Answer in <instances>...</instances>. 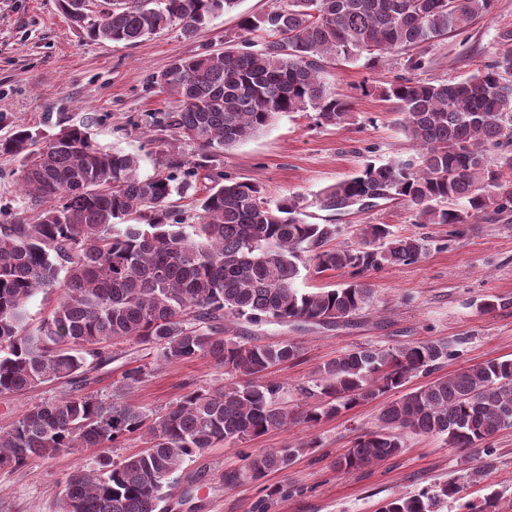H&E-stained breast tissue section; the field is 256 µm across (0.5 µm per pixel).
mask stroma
<instances>
[{
	"label": "stroma",
	"instance_id": "1",
	"mask_svg": "<svg viewBox=\"0 0 512 512\" xmlns=\"http://www.w3.org/2000/svg\"><path fill=\"white\" fill-rule=\"evenodd\" d=\"M284 2L238 0L233 11L215 15L193 38L173 27L125 45L87 39L61 12L58 0H0V137L17 125L38 128L48 137L59 124L86 120L102 150L138 155L142 176L163 172L161 146L147 137L153 115L171 110L175 102L153 84V77L175 59L236 45L241 17ZM511 23L512 0H495L491 16L425 49L424 64L416 71L409 70L402 55L378 62L328 59L327 81L351 103L347 124H317L310 111L282 113L257 136L209 161L212 173L260 181L269 201L299 195L312 222L340 225L336 244H357L361 224H386L395 235H415L427 244L417 263L367 274L374 302L351 322L334 327L227 323L228 336L254 344H299L297 360L269 372L287 389L290 410L309 409L311 402L300 395V387L319 379L324 364L361 345L447 342L454 350L443 367L447 373L494 358L512 359V209L487 208L454 235L445 224L417 223L415 207L401 199L336 213L321 210L318 200L321 190L367 163H419L421 153L403 134L397 104L385 99V88L409 74L432 83L467 78L499 52L496 32ZM19 169L18 159L0 155V206L31 220L35 213L20 190ZM492 297L507 300V307L481 312L480 303ZM143 364L149 375L124 400L149 412L167 409L188 391L210 390L229 380L210 357L159 365L130 340L113 346L111 364L98 371L85 391L109 395L126 369ZM66 391V385L51 382L20 395H0V427L12 424L33 403ZM385 403L381 397L316 423L297 422L194 455L178 471L177 486L179 491L192 486L198 493L186 502L179 491L173 494L171 512H376L389 497L461 479L470 465L465 452L439 436L409 435L399 457L349 473L336 470V456L376 423ZM494 441V469L464 493L477 499L499 491L503 512H512V428L500 431ZM300 443L310 449L287 471L272 473L261 484L246 478L225 484V473L243 470L245 454ZM99 455L96 448L63 450L18 471L0 470V512H58L66 475ZM268 484L280 486V494L267 497Z\"/></svg>",
	"mask_w": 512,
	"mask_h": 512
}]
</instances>
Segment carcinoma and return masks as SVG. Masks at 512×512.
<instances>
[{
    "mask_svg": "<svg viewBox=\"0 0 512 512\" xmlns=\"http://www.w3.org/2000/svg\"><path fill=\"white\" fill-rule=\"evenodd\" d=\"M237 0H110L92 15L86 0H60L68 19L94 41L134 44L172 26L193 37ZM494 0H288L242 19L241 47L180 58L159 84L176 102L158 126L210 155L264 131L280 113L316 112L317 123L340 126L349 104L324 76L326 60L378 59L427 46L492 12ZM257 38H252V35ZM503 46L472 76L431 83L401 77L384 90L396 100L404 135L420 147L419 167L367 163L326 187L321 208L354 198L401 197L419 224H465L489 206L512 208V27ZM0 153L19 158L22 190L38 210L29 224L15 215L0 223V394L49 382H72L112 362V344L134 340L171 364L211 357L235 381L193 390L164 413L119 401L148 376L127 369L106 398L75 391L26 409L0 430V469L19 470L63 449L112 448L140 433L146 449L119 462L102 456L69 473L60 512H163L174 475L189 457L223 444L260 437L296 421L352 409L426 375L453 356L445 342L354 347L320 369L318 402L302 414L281 400L284 387L264 377L300 356L295 342L257 345L224 336L223 322H303L335 326L373 303L364 274L422 259L424 240L400 237L388 224L357 229L358 245L328 248L340 229L305 219L301 198L270 203L254 180L200 174L206 160L170 154L182 172L142 177L136 157L104 153L86 126H63L45 139L29 126L0 138ZM213 183L195 221L174 209L199 179ZM463 201L465 208L444 206ZM145 212L143 224H129ZM343 271L349 281L303 292L302 272ZM63 287L47 315L29 312L38 295ZM512 427V359H491L440 376L388 401L375 427L334 461L361 469L404 452L405 436L435 435L476 454L465 473L479 482L494 466L493 438ZM306 451L287 445L246 456L254 482L288 470ZM461 486L438 483L387 499L378 512H502V496L460 501Z\"/></svg>",
    "mask_w": 512,
    "mask_h": 512,
    "instance_id": "cac0c4a2",
    "label": "carcinoma"
}]
</instances>
